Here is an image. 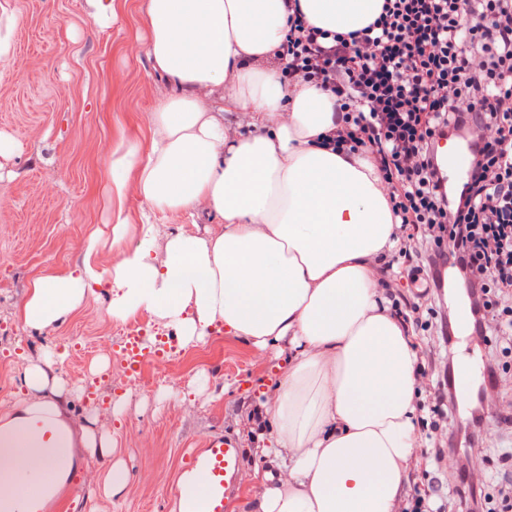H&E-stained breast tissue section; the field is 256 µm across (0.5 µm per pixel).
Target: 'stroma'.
<instances>
[{"label": "stroma", "mask_w": 512, "mask_h": 512, "mask_svg": "<svg viewBox=\"0 0 512 512\" xmlns=\"http://www.w3.org/2000/svg\"><path fill=\"white\" fill-rule=\"evenodd\" d=\"M14 3L19 69L0 76V132L19 145L18 154L0 165V411L18 399L16 371L47 344L57 374L75 390L74 420L92 419L95 431L112 434L113 458L129 472L123 491L109 495L98 458L86 456L72 477L84 512H171L189 449L203 447L216 431L242 450L241 492L257 488L254 471L269 468L270 459L246 418L287 367L274 350L258 351L215 329L205 341L185 346L155 316L144 345L175 360L177 370L145 382L123 374L120 322L108 315L107 300H88L47 335L20 318L18 304L33 275L80 264L77 244L90 230L110 236L103 210L110 151L129 127L141 148H149L150 117L174 88L148 59L147 0H125L104 27L96 22L97 0ZM116 72L124 76L118 85ZM124 207L160 236L178 228L202 236L212 225L203 210H161L133 196ZM418 266L395 258L382 277L390 295L405 297L410 306L428 303L413 284ZM105 340L111 350L102 348Z\"/></svg>", "instance_id": "1"}]
</instances>
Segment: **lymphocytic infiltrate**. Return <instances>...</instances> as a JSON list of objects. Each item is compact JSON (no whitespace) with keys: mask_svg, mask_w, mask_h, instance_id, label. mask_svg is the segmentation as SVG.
Returning a JSON list of instances; mask_svg holds the SVG:
<instances>
[{"mask_svg":"<svg viewBox=\"0 0 512 512\" xmlns=\"http://www.w3.org/2000/svg\"><path fill=\"white\" fill-rule=\"evenodd\" d=\"M288 34L273 53L281 81L331 93L340 118L325 142L367 156L388 189L398 256L429 249L432 288L454 271L470 303L476 338H496L493 365L512 362V0H384L379 17L347 35L309 25L287 0ZM466 140L470 171L442 183L440 133ZM452 237L454 250L442 247ZM429 404L431 432L454 405L447 366ZM483 438L436 449L448 500L431 507L434 485L407 488L399 512H512V449L501 472L477 479L465 459L486 455Z\"/></svg>","mask_w":512,"mask_h":512,"instance_id":"f902f5d3","label":"lymphocytic infiltrate"}]
</instances>
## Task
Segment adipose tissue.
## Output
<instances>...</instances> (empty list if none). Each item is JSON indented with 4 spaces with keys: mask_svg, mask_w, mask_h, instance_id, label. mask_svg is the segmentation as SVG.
Instances as JSON below:
<instances>
[{
    "mask_svg": "<svg viewBox=\"0 0 512 512\" xmlns=\"http://www.w3.org/2000/svg\"><path fill=\"white\" fill-rule=\"evenodd\" d=\"M299 4L310 25L346 34L383 0ZM144 26L152 68L175 92L151 116L149 149L115 147L109 187L161 209L205 208L219 228L166 234L159 263L152 229L117 262L92 230L78 269L30 280L20 317L57 329L100 288L111 317L147 310L185 345L213 326L261 351L287 341L275 399L255 411L257 441L287 461L230 512H396L416 445L417 355L376 279L393 225L386 187L370 159L323 144L333 94L257 65L286 37L284 0H148ZM242 111L247 134L224 122ZM16 379L23 397L0 412V512H77L69 484L88 453L120 493L115 441L73 420L50 348Z\"/></svg>",
    "mask_w": 512,
    "mask_h": 512,
    "instance_id": "adipose-tissue-1",
    "label": "adipose tissue"
}]
</instances>
